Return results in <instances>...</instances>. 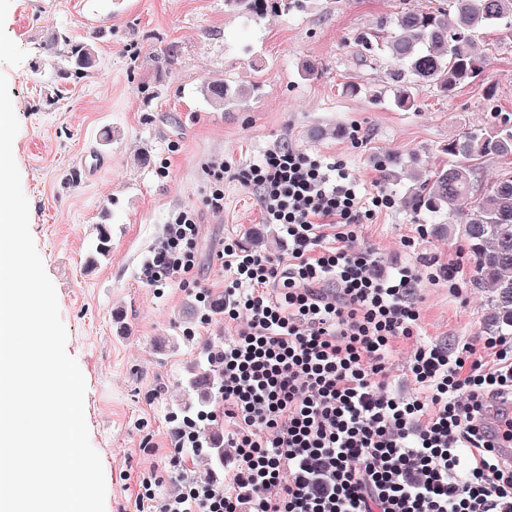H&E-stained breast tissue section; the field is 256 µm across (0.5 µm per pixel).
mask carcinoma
<instances>
[{"label": "carcinoma", "mask_w": 512, "mask_h": 512, "mask_svg": "<svg viewBox=\"0 0 512 512\" xmlns=\"http://www.w3.org/2000/svg\"><path fill=\"white\" fill-rule=\"evenodd\" d=\"M281 0H224V10L259 20ZM494 33L512 38V0H449L433 10L403 9L378 29L364 32L357 43L366 51L380 50L393 61L388 72L394 104L402 110L415 105L411 88L433 86L445 95L479 82L489 65L485 37ZM49 42L68 47L57 78L65 83L84 78L94 66L92 47L74 45L65 32H54ZM201 93L217 112H226L258 98L260 87L231 85L221 78L204 82ZM442 166L431 172L412 170L403 203L431 229L456 233L472 259L473 279L491 289L490 315L485 332L512 335V172L487 184L476 178L481 160L512 158V123L472 126L441 147ZM111 230L96 226L88 262L110 252ZM196 397L181 409L178 421L209 412L219 394L220 380L211 357L204 353L183 382ZM205 456L210 474L224 469V442L207 438Z\"/></svg>", "instance_id": "obj_1"}]
</instances>
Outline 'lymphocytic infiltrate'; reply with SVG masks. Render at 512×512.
<instances>
[{
	"mask_svg": "<svg viewBox=\"0 0 512 512\" xmlns=\"http://www.w3.org/2000/svg\"><path fill=\"white\" fill-rule=\"evenodd\" d=\"M287 257L229 240L217 259L222 298L199 291L201 323L224 315L214 358L221 399L205 421L184 424L168 449L181 482L157 499L151 478L135 502L148 512H512V464L492 449L512 443V336L478 337L449 350L419 342L422 282L459 287L458 271L404 267L380 273L359 228L395 205L362 195L352 174L299 150L268 151L245 171ZM197 215L174 214L144 263L150 286L196 278ZM414 341L401 392L389 360ZM224 423V479L193 474L182 457Z\"/></svg>",
	"mask_w": 512,
	"mask_h": 512,
	"instance_id": "f902f5d3",
	"label": "lymphocytic infiltrate"
}]
</instances>
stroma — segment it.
Listing matches in <instances>:
<instances>
[{"label": "stroma", "instance_id": "stroma-1", "mask_svg": "<svg viewBox=\"0 0 512 512\" xmlns=\"http://www.w3.org/2000/svg\"><path fill=\"white\" fill-rule=\"evenodd\" d=\"M442 0H302L255 22L224 9V0H0V72L8 79L20 129L13 155L30 204V231L55 285L66 351L86 380L85 418L106 481L105 512H137L139 477L156 475L157 498L176 483L167 458L171 417L187 396L180 386L200 352L224 342V324H200L195 288H158L141 267L173 212L198 215V279L224 294L216 254L225 240L279 255L275 226L265 223L242 173L279 146L338 162L362 192L401 197L411 168L441 165V147L474 125L512 118V40L489 36L483 80L445 96L414 87V109L374 98L390 60L361 54L355 39L401 9ZM68 31L92 46L95 65L78 83L57 84L61 50L51 32ZM179 46L173 67L160 56ZM313 68V76L302 74ZM221 78L259 83L262 95L230 112L212 110L202 83ZM360 84V95L343 92ZM161 88L148 97V89ZM363 144H353L352 126ZM112 140H101L103 129ZM223 159L224 211L206 206V168ZM394 171L384 179V171ZM112 227L107 257L91 265L95 227ZM402 205L363 225L358 242L388 274L431 261L461 270L460 293L423 283L421 334L449 348L482 335L491 292L475 283L460 239L425 233ZM415 239L413 247L403 237ZM195 336H186V329Z\"/></svg>", "mask_w": 512, "mask_h": 512}]
</instances>
